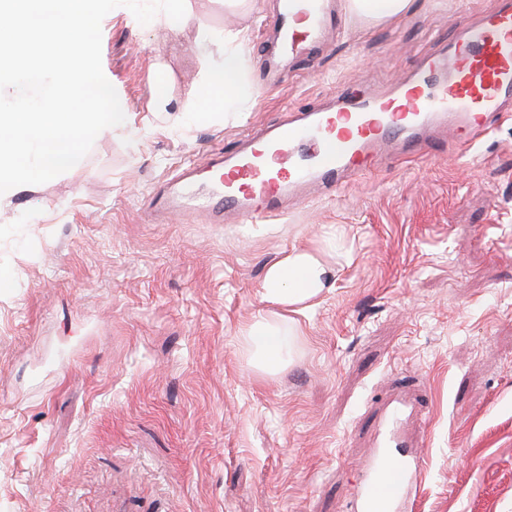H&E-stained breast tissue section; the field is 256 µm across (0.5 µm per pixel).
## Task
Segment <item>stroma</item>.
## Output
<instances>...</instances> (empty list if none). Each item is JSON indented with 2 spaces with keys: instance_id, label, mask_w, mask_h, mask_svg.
Here are the masks:
<instances>
[{
  "instance_id": "35a3bbf8",
  "label": "stroma",
  "mask_w": 512,
  "mask_h": 512,
  "mask_svg": "<svg viewBox=\"0 0 512 512\" xmlns=\"http://www.w3.org/2000/svg\"><path fill=\"white\" fill-rule=\"evenodd\" d=\"M495 2L410 0L371 23L332 0L302 54L276 51V0L104 17L125 128L0 201V512H360L387 433L420 463L395 512H512V118L263 223L151 205L243 135L413 74L461 12ZM228 29L247 42L251 108L186 119ZM296 248L334 272L292 364L267 374L241 332Z\"/></svg>"
}]
</instances>
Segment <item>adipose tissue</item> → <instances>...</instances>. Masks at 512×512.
Instances as JSON below:
<instances>
[{
  "label": "adipose tissue",
  "mask_w": 512,
  "mask_h": 512,
  "mask_svg": "<svg viewBox=\"0 0 512 512\" xmlns=\"http://www.w3.org/2000/svg\"><path fill=\"white\" fill-rule=\"evenodd\" d=\"M245 48L240 33L224 34V52L214 65L208 79L209 95L206 101H188L185 112L192 117L203 112L222 111L224 104H232L235 111H247L251 102L244 89L242 76ZM330 268L323 257L313 251L296 249L271 265L266 273L262 297L274 306L272 314L255 319L244 331V344L250 349L256 367L273 373L287 362V348L279 334V321H288L294 335L302 328L294 320L295 312L310 307L325 291Z\"/></svg>",
  "instance_id": "1"
}]
</instances>
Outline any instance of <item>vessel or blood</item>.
I'll return each instance as SVG.
<instances>
[{
	"label": "vessel or blood",
	"mask_w": 512,
	"mask_h": 512,
	"mask_svg": "<svg viewBox=\"0 0 512 512\" xmlns=\"http://www.w3.org/2000/svg\"><path fill=\"white\" fill-rule=\"evenodd\" d=\"M333 18L323 0H279L275 27L284 49L314 42ZM512 115V0L459 16L447 50L426 56L417 75L391 93H340L332 106L246 136L232 157L213 154L208 184L180 174L155 197L159 210L205 211L250 222L280 214L285 201L333 192L388 150L413 156L443 137L468 144ZM417 463L380 449L361 485L363 512H393L412 488Z\"/></svg>",
	"instance_id": "b4317fda"
}]
</instances>
